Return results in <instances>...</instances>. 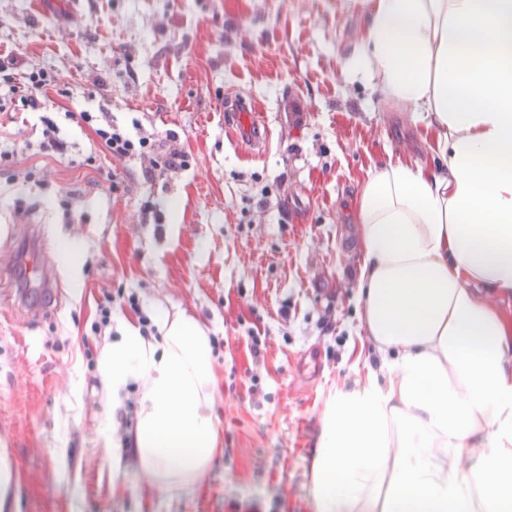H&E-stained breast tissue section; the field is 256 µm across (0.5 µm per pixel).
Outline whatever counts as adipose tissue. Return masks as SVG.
Masks as SVG:
<instances>
[{
	"instance_id": "adipose-tissue-1",
	"label": "adipose tissue",
	"mask_w": 512,
	"mask_h": 512,
	"mask_svg": "<svg viewBox=\"0 0 512 512\" xmlns=\"http://www.w3.org/2000/svg\"><path fill=\"white\" fill-rule=\"evenodd\" d=\"M413 107L433 166L386 161L356 208L362 321L379 360L330 393L314 512H512V0H376L341 70ZM122 324L99 376L140 390L144 495L199 484L221 450L207 331L159 309Z\"/></svg>"
}]
</instances>
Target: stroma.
<instances>
[{"label":"stroma","instance_id":"35a3bbf8","mask_svg":"<svg viewBox=\"0 0 512 512\" xmlns=\"http://www.w3.org/2000/svg\"><path fill=\"white\" fill-rule=\"evenodd\" d=\"M373 0H0V57L59 74L73 93L17 110L0 142L52 118L64 153L0 168V448L8 512H312L311 457L330 391L379 363L360 320L355 203L373 166L432 163L433 134L407 105L340 70ZM248 95L267 142L252 154L224 122ZM175 147L187 167L145 178L146 159L104 152L65 110ZM122 188L110 193L107 179ZM79 199L74 215L66 194ZM152 213H144V206ZM78 246L76 265L59 246ZM55 288L19 300L32 245ZM135 295L131 311L122 295ZM113 296L112 327L97 307ZM163 306L213 341L224 450L191 489L145 500L134 467L113 476L105 436L128 439L97 367L120 322ZM260 344L251 357V340Z\"/></svg>","mask_w":512,"mask_h":512}]
</instances>
